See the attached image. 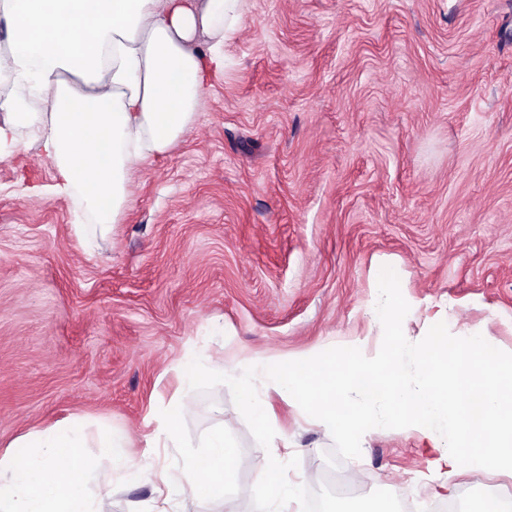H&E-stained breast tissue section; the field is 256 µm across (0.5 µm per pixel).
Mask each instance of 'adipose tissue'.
<instances>
[{"label": "adipose tissue", "instance_id": "1", "mask_svg": "<svg viewBox=\"0 0 512 512\" xmlns=\"http://www.w3.org/2000/svg\"><path fill=\"white\" fill-rule=\"evenodd\" d=\"M10 37L0 49V158L36 144L55 172L54 187L74 197L100 229L116 223L132 198L147 159L167 153L192 123L213 78L224 71V44L242 22L240 0H0ZM484 337L471 335L449 353L435 336L418 354L416 388H396L391 361H284L269 370L260 356L242 368L300 402L310 375L369 374L365 396L391 400L402 426L416 430L441 481L466 466L512 474V390L491 364ZM468 378L466 403L447 393V358ZM288 437L267 446L255 481L238 487L244 500L275 499L288 512L309 473L284 477L279 463ZM37 460L0 455V512H110L107 497L89 509L80 487L79 435L70 426L31 436ZM210 451L163 470L158 493L183 506L223 497L224 479L238 464L223 432Z\"/></svg>", "mask_w": 512, "mask_h": 512}]
</instances>
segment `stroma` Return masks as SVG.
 Instances as JSON below:
<instances>
[{"instance_id":"stroma-1","label":"stroma","mask_w":512,"mask_h":512,"mask_svg":"<svg viewBox=\"0 0 512 512\" xmlns=\"http://www.w3.org/2000/svg\"><path fill=\"white\" fill-rule=\"evenodd\" d=\"M241 2L223 75L107 234L75 228L36 149L0 159V453L79 428L84 495L100 497L111 472L112 512H146L158 493L103 454L105 435L128 434L133 461L154 470L206 453L219 428L238 466L195 512H226L280 430L289 476H316L294 512L503 499L512 477L472 471L433 496L418 433L381 402L362 432L319 426L313 400L271 392L276 428L262 430L250 382L224 359L395 358L411 386L426 335L463 328L512 360V0ZM380 282L390 306H418L393 336L367 316ZM191 353L211 374L186 388ZM159 417L177 440L149 455ZM355 467L362 481L338 496L335 475ZM394 480L413 496H394Z\"/></svg>"}]
</instances>
